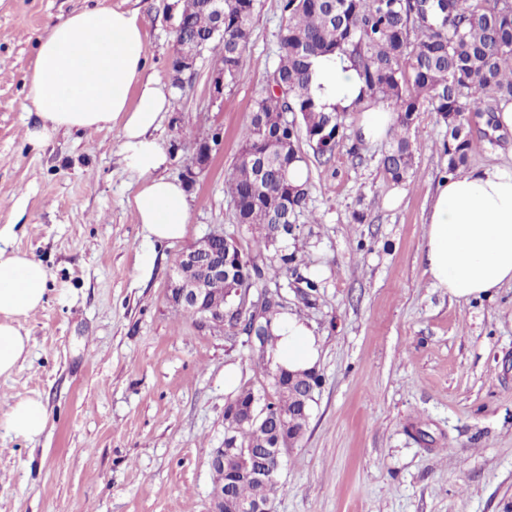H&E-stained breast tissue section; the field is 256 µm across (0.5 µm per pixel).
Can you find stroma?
Wrapping results in <instances>:
<instances>
[{
    "label": "stroma",
    "mask_w": 512,
    "mask_h": 512,
    "mask_svg": "<svg viewBox=\"0 0 512 512\" xmlns=\"http://www.w3.org/2000/svg\"><path fill=\"white\" fill-rule=\"evenodd\" d=\"M90 0H0V247L41 260L43 307L19 317L30 354L0 377V512H209L210 454L224 440V405L238 384L269 381L246 335L201 327L167 299L182 251L223 228L242 254L258 232L235 220L225 191L240 134L278 62L282 0H261L244 74L211 87L206 51L182 88L170 63L181 0H98L136 12L147 35L146 71L171 94L154 135L168 177L186 188L183 239L147 241L127 206L139 188L119 153L121 121L52 133L35 149L40 122L26 98L37 43L52 23ZM357 113L344 117L332 154L299 139L311 181L288 249L299 276L266 271L248 291L280 290L286 311L320 340L315 393L300 442L277 476L274 512H512V285L459 301L433 287L424 230L448 169V132L418 113L410 177L388 181V141L359 142ZM474 169L512 163V131L487 132L469 115ZM219 135L206 168L201 142ZM318 285L305 295V279ZM37 398L44 432L27 440L3 421L12 403Z\"/></svg>",
    "instance_id": "1"
}]
</instances>
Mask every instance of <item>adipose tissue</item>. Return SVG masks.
<instances>
[{"mask_svg":"<svg viewBox=\"0 0 512 512\" xmlns=\"http://www.w3.org/2000/svg\"><path fill=\"white\" fill-rule=\"evenodd\" d=\"M146 34L132 12L88 7L54 23L39 41L27 98L41 117L25 138L41 146L59 130L92 131L122 123L120 153L141 185L131 205L146 236L173 242L189 222L186 190L164 176L169 159L152 131L170 96L145 74ZM314 84L327 110L354 111L361 81L343 59L316 67ZM431 282L468 301L512 284V166L475 168L438 183L424 234ZM41 261L0 247V377L30 353L16 316L41 307L48 287ZM274 363L313 368L320 344L307 321L284 313L273 324ZM47 409L38 399L11 405L1 425L27 440L39 437Z\"/></svg>","mask_w":512,"mask_h":512,"instance_id":"obj_1","label":"adipose tissue"}]
</instances>
